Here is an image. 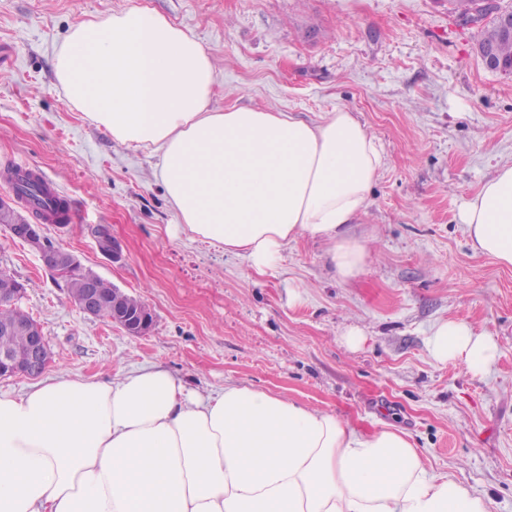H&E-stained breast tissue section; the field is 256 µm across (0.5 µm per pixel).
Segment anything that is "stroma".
Wrapping results in <instances>:
<instances>
[{
    "label": "stroma",
    "instance_id": "1",
    "mask_svg": "<svg viewBox=\"0 0 512 512\" xmlns=\"http://www.w3.org/2000/svg\"><path fill=\"white\" fill-rule=\"evenodd\" d=\"M146 7L187 29L214 59L212 106L291 112L346 108L385 165L354 225L370 255L336 280L321 241L301 238L276 268L187 238L158 178V152L112 139L67 101L53 60L71 28ZM483 19L448 0H0V164L24 162L82 221L48 237L143 302L147 334L84 314L64 278L0 226V269L29 281L19 308L37 321L48 373L108 380L161 366L187 389L233 383L330 413L371 433L406 431L426 467L512 512V268L477 255L465 203L512 164V77L485 68ZM107 224L123 257L90 234ZM464 320L494 336L481 376L435 362L431 327ZM356 326L362 345L342 335Z\"/></svg>",
    "mask_w": 512,
    "mask_h": 512
}]
</instances>
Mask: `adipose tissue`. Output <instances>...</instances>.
<instances>
[{"instance_id": "obj_1", "label": "adipose tissue", "mask_w": 512, "mask_h": 512, "mask_svg": "<svg viewBox=\"0 0 512 512\" xmlns=\"http://www.w3.org/2000/svg\"><path fill=\"white\" fill-rule=\"evenodd\" d=\"M58 86L113 139L160 153L165 195L193 240L275 268L288 242L323 240L336 279L368 258L352 232L383 167L345 109L311 124L287 112L212 109L213 60L161 14L131 8L74 27ZM474 251L512 267V165L467 202ZM432 359L484 374L492 336L435 324ZM0 512H489L488 500L424 465L408 434H363L335 415L225 384L202 394L144 366L101 381L61 371L0 394Z\"/></svg>"}]
</instances>
